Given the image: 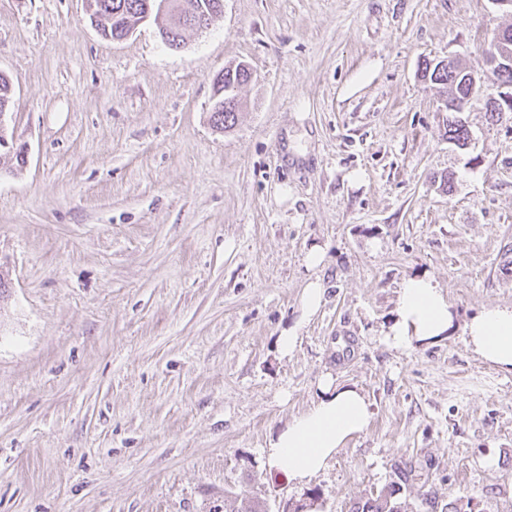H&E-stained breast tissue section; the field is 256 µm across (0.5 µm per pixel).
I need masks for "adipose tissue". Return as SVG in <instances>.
<instances>
[{"mask_svg":"<svg viewBox=\"0 0 512 512\" xmlns=\"http://www.w3.org/2000/svg\"><path fill=\"white\" fill-rule=\"evenodd\" d=\"M452 315L437 283L411 277L400 290L397 318L386 340L396 348L429 343L447 333ZM468 346L486 363L512 373V306L485 308L464 325ZM322 399L294 416L267 449L273 467L298 484L320 473L349 440L363 433L371 420L370 404L357 389L320 384Z\"/></svg>","mask_w":512,"mask_h":512,"instance_id":"adipose-tissue-1","label":"adipose tissue"}]
</instances>
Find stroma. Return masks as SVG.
<instances>
[{"label":"stroma","mask_w":512,"mask_h":512,"mask_svg":"<svg viewBox=\"0 0 512 512\" xmlns=\"http://www.w3.org/2000/svg\"><path fill=\"white\" fill-rule=\"evenodd\" d=\"M508 27L493 0H224L173 51L151 21L103 38L85 0H0L25 150L0 167V512H224L228 496L349 512L402 461L419 475L402 512L426 496L512 512V374L463 336L512 306V120H489L484 82L467 146L448 143L421 77L451 56L481 68ZM240 62L253 80L220 131L213 77ZM421 275L450 333L390 347ZM326 376L371 421L298 484L266 448ZM323 284L317 279L310 281L301 297V308L305 318L314 315L320 308L324 296Z\"/></svg>","instance_id":"obj_1"}]
</instances>
